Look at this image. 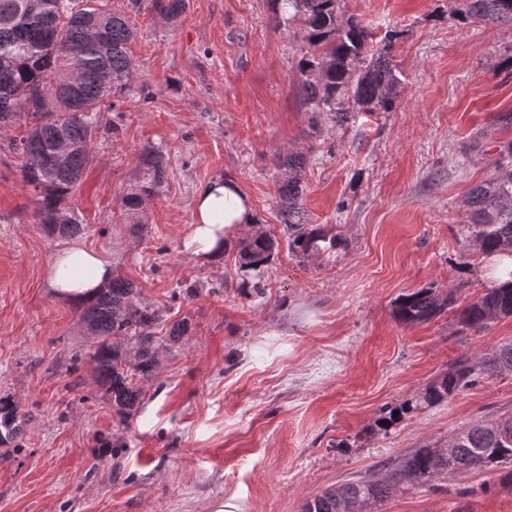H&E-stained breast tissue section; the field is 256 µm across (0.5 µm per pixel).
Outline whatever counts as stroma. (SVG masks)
Listing matches in <instances>:
<instances>
[{"label": "stroma", "instance_id": "1", "mask_svg": "<svg viewBox=\"0 0 512 512\" xmlns=\"http://www.w3.org/2000/svg\"><path fill=\"white\" fill-rule=\"evenodd\" d=\"M453 0H345L391 53L393 111L342 128L311 127L298 93L300 31L275 30L268 0H186L177 23L143 13L129 46L133 90L100 114L73 196L76 241L110 261L163 315L158 375L141 382L128 420L112 410L90 359L80 307L45 273L64 241L33 220L21 175L28 118L0 133V397L27 420L0 445V512H303L348 479L389 475L429 444L512 412V372L372 433L449 364L473 365L512 340V316L465 330L455 313L412 326L401 295L458 287L469 302L497 267L469 239L470 189L512 141V26L460 22ZM166 180L131 230L121 195L145 146ZM299 152L310 223L337 238L316 255L289 251L277 154ZM235 182L260 231L280 246L265 268L241 267L239 242L198 262L184 248L195 191ZM190 330L170 343V326ZM374 512H512L498 474L442 473L407 483Z\"/></svg>", "mask_w": 512, "mask_h": 512}]
</instances>
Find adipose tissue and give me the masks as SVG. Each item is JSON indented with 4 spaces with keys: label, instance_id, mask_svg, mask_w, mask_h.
<instances>
[{
    "label": "adipose tissue",
    "instance_id": "adipose-tissue-1",
    "mask_svg": "<svg viewBox=\"0 0 512 512\" xmlns=\"http://www.w3.org/2000/svg\"><path fill=\"white\" fill-rule=\"evenodd\" d=\"M252 224L247 197L235 183L214 179L197 190L195 220L185 246L199 260H215L224 252L225 238ZM113 275L111 262L79 244L63 248L46 270V280L55 295L77 306L108 288Z\"/></svg>",
    "mask_w": 512,
    "mask_h": 512
}]
</instances>
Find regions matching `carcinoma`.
I'll use <instances>...</instances> for the list:
<instances>
[{"label": "carcinoma", "mask_w": 512, "mask_h": 512, "mask_svg": "<svg viewBox=\"0 0 512 512\" xmlns=\"http://www.w3.org/2000/svg\"><path fill=\"white\" fill-rule=\"evenodd\" d=\"M463 22L512 25V0H456ZM345 0H270L276 29L300 26L302 46L297 63L299 93L313 125L325 114L341 126L351 113L373 115L393 111L399 78L390 58L398 32L389 30L373 49L372 31L349 15ZM176 21L185 0H127L126 10L110 11L98 0H0V131L25 114L32 120L21 138L25 156L21 173L36 195L35 220L48 235L66 239L84 230L70 199L90 160L89 145L99 131V112L106 99H120L131 90L133 62L127 45L135 34L129 12L145 9ZM288 171L278 188L280 213L288 249L302 254L336 247L320 229L309 227L302 198L304 156H276ZM139 182L122 195V208L133 216L161 189L166 175L162 151L146 147L138 156ZM471 211L469 238L486 255H512V142L504 145L494 173L476 184L466 200ZM278 242L258 232L239 244L247 267L266 265ZM458 324L482 330L495 318L512 316V271L509 280L467 304L458 289L422 288L401 296L395 317L406 325L432 320L445 312ZM83 321L96 336L92 361L97 382L111 394L112 411L127 419L141 398L139 381L157 373L160 344L154 327L158 309L142 300L134 284L122 277L83 306ZM493 373L512 372V342L484 359ZM475 381L466 358L448 366V373L429 383L418 398L406 401L375 422L386 431L405 416L449 400ZM25 416L9 397H0V445L22 433ZM512 464V414L478 421L455 433L448 450L415 448L394 473L383 478L352 479L323 491L305 503L303 512H371L393 492L396 479L421 485L438 472L494 471Z\"/></svg>", "instance_id": "obj_1"}]
</instances>
